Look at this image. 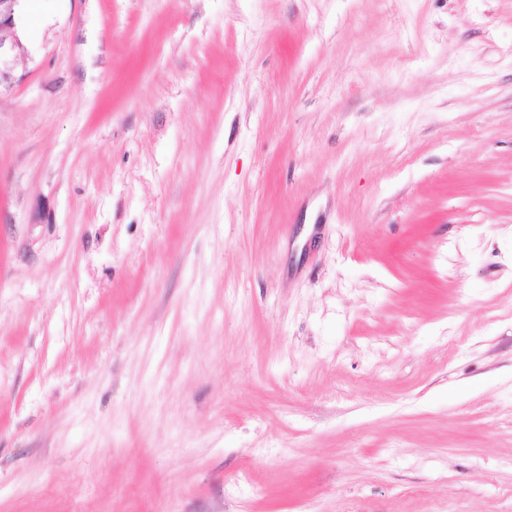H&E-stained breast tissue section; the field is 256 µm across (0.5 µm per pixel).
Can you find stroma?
<instances>
[{
	"mask_svg": "<svg viewBox=\"0 0 512 512\" xmlns=\"http://www.w3.org/2000/svg\"><path fill=\"white\" fill-rule=\"evenodd\" d=\"M20 32L0 512H512V0Z\"/></svg>",
	"mask_w": 512,
	"mask_h": 512,
	"instance_id": "stroma-1",
	"label": "stroma"
}]
</instances>
